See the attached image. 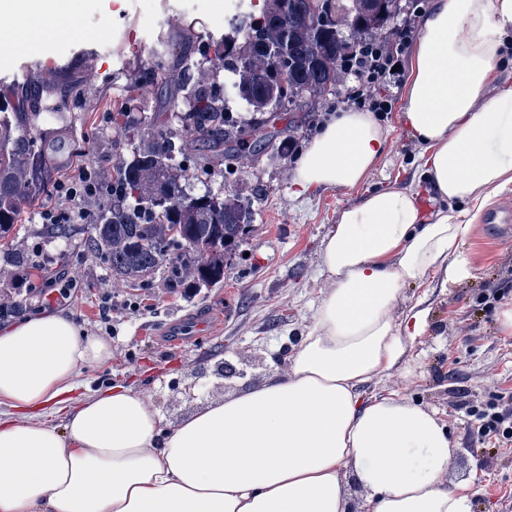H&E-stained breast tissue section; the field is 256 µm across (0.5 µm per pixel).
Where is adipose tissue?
<instances>
[{"mask_svg": "<svg viewBox=\"0 0 512 512\" xmlns=\"http://www.w3.org/2000/svg\"><path fill=\"white\" fill-rule=\"evenodd\" d=\"M65 0H0L20 27L0 46H31L60 28ZM512 32V0H435L418 42L405 108L426 146L420 168L448 205L423 216L413 191L373 190L343 211L322 265L330 281L285 373L165 425L148 395L123 386L71 404L83 368L112 343L63 315L0 330V512H347L353 467L368 512H471L441 476L456 453L435 413L411 401H362L359 385L394 366L391 317L402 288L465 276L457 246L488 186L512 183V88L474 101ZM386 134L372 113H337L295 168L299 193L357 187ZM48 412L65 416L48 427Z\"/></svg>", "mask_w": 512, "mask_h": 512, "instance_id": "ef3b65f1", "label": "adipose tissue"}]
</instances>
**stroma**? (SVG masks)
<instances>
[{
  "mask_svg": "<svg viewBox=\"0 0 512 512\" xmlns=\"http://www.w3.org/2000/svg\"><path fill=\"white\" fill-rule=\"evenodd\" d=\"M224 0H67L76 22L68 38L49 39L35 54L0 58V110L12 109L10 92L32 77L70 75L66 98L46 100L48 111L69 116L77 152L74 163L108 177L117 157L130 156L136 139L121 134L94 107L101 96L124 102L131 117H168L178 128L182 100L170 98L163 84L134 85L145 65L178 77L185 66H209L213 44L224 36ZM173 42L164 53L160 39ZM407 88L390 95L392 109L376 120L387 135L386 151L361 186L321 188L298 196L293 177L299 151L319 134L336 110L337 92H329L309 113L281 110L274 125L290 137L296 152L253 159H225L207 151L210 175L195 183V194H234L249 206L253 221L244 241L224 269L223 282L184 293L155 278L147 287L114 279L109 266L87 249L89 225L68 239L47 234L35 206L24 207L0 245V303L19 312L0 317V328L39 315L33 285L20 281L26 260L64 271L73 285L62 312L88 336L112 342V361L82 371L70 398L78 403L97 388L125 385L146 393L167 424H178L207 402L251 389L284 373L300 337L315 322L329 288L323 271L324 241L342 211L377 189H416L419 206L430 214L440 208L420 178L425 146L405 118ZM491 205L474 220L459 251L469 274L444 283L435 275L421 288H402L391 310L403 322L421 305L425 326L404 340L401 359L359 388L362 399L405 398L436 412L446 425L456 455L443 481L469 497L471 512H507L512 506V454H482L471 433L465 402L512 394V334L502 332L497 312L472 308L480 285L512 268V245L498 238L491 224L492 205L512 202V190L488 191Z\"/></svg>",
  "mask_w": 512,
  "mask_h": 512,
  "instance_id": "stroma-1",
  "label": "stroma"
}]
</instances>
